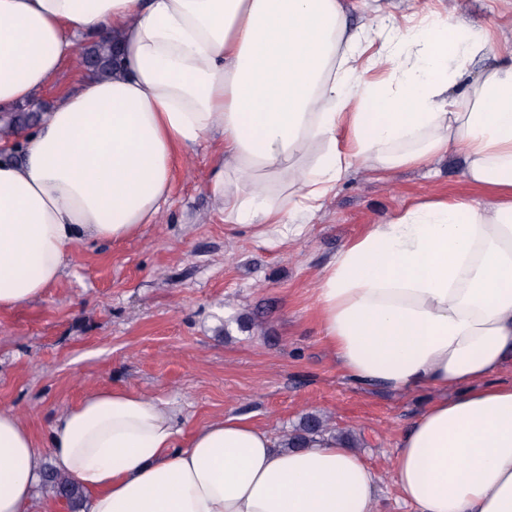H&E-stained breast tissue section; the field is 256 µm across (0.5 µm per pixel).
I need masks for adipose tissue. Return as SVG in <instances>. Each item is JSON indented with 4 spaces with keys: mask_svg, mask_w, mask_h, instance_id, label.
I'll return each instance as SVG.
<instances>
[{
    "mask_svg": "<svg viewBox=\"0 0 512 512\" xmlns=\"http://www.w3.org/2000/svg\"><path fill=\"white\" fill-rule=\"evenodd\" d=\"M349 28L343 0H0V112L34 103L83 46L116 39L34 129L0 139V312L43 297L88 242L154 223L179 150L220 138L225 221L272 237L318 211L358 160L427 167L456 150L475 195L400 210L350 240L314 294L320 339L354 383L436 396L402 433L394 481L414 512H512V51L440 18ZM177 404L97 388L40 443L0 411V512L44 461L88 512H378L375 472L330 435L282 447L245 416L183 432ZM118 48L116 43L104 40L90 47L85 48L79 54L82 66L93 76H106L112 74V71L119 63L114 61V50ZM93 67V68H88Z\"/></svg>",
    "mask_w": 512,
    "mask_h": 512,
    "instance_id": "ef3b65f1",
    "label": "adipose tissue"
}]
</instances>
